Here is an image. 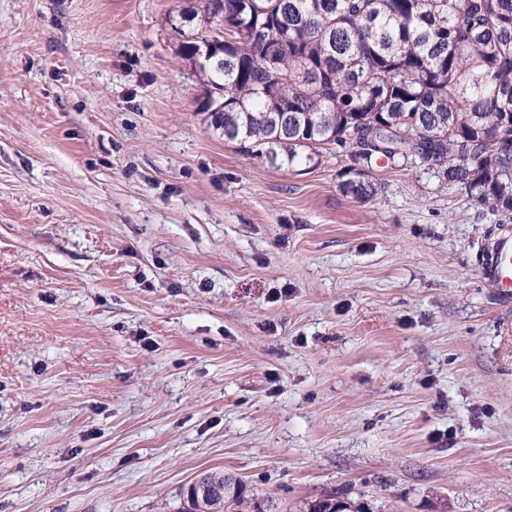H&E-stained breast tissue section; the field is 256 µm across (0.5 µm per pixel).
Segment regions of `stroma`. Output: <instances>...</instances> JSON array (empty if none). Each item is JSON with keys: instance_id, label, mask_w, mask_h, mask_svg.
Listing matches in <instances>:
<instances>
[{"instance_id": "stroma-1", "label": "stroma", "mask_w": 512, "mask_h": 512, "mask_svg": "<svg viewBox=\"0 0 512 512\" xmlns=\"http://www.w3.org/2000/svg\"><path fill=\"white\" fill-rule=\"evenodd\" d=\"M189 0H0V512H512L491 215L410 167L293 171L210 126ZM190 487L194 488L198 494L201 495V497L199 496V499H195V500H188V503L190 505V510H187L188 512H196V511H215V512H224V499L222 497H214L212 498L211 500H207L205 507L208 508L209 510H200L201 509V506H204L203 503H202V500L201 498H205L206 496L210 495L211 493H213L214 491H217V492H224V487L223 489L221 490L220 487L218 486V482H211V483H207L205 485L203 484H196L195 487H193V485L191 484ZM347 507L350 511L347 512H370L369 505L364 502L353 501L349 497V493L346 490H336L329 494H325L322 497L315 499L309 504L310 512H337L338 507Z\"/></svg>"}]
</instances>
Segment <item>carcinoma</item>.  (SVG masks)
Wrapping results in <instances>:
<instances>
[{"label":"carcinoma","mask_w":512,"mask_h":512,"mask_svg":"<svg viewBox=\"0 0 512 512\" xmlns=\"http://www.w3.org/2000/svg\"><path fill=\"white\" fill-rule=\"evenodd\" d=\"M185 15L179 54L244 153L312 169L340 148L338 187L360 201L381 190L378 161L412 164L512 220V0H196ZM341 506L370 512L344 490L309 512Z\"/></svg>","instance_id":"obj_1"}]
</instances>
